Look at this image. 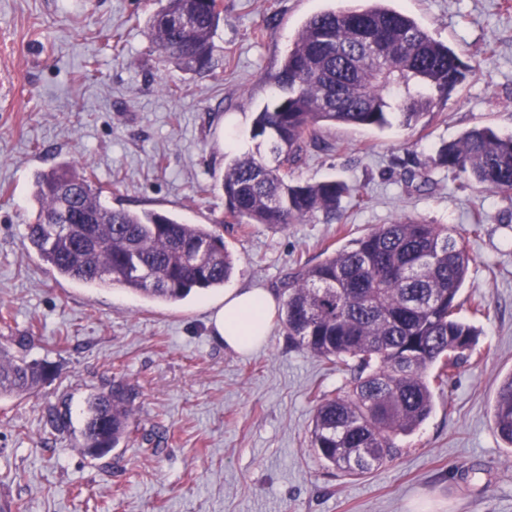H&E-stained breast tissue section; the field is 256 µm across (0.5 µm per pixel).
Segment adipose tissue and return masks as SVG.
I'll use <instances>...</instances> for the list:
<instances>
[{
  "label": "adipose tissue",
  "mask_w": 512,
  "mask_h": 512,
  "mask_svg": "<svg viewBox=\"0 0 512 512\" xmlns=\"http://www.w3.org/2000/svg\"><path fill=\"white\" fill-rule=\"evenodd\" d=\"M276 314V301L266 292L235 288L211 316L215 336L236 352L248 354L264 344Z\"/></svg>",
  "instance_id": "adipose-tissue-1"
}]
</instances>
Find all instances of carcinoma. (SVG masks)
Here are the masks:
<instances>
[{
  "mask_svg": "<svg viewBox=\"0 0 512 512\" xmlns=\"http://www.w3.org/2000/svg\"><path fill=\"white\" fill-rule=\"evenodd\" d=\"M222 0H166L149 20L161 57L200 72L212 60ZM473 67L388 0L320 11L299 28L268 81L275 99L256 112L252 138L267 154L232 158L224 172V217L185 224L155 211L105 206L74 163L35 175L38 205L26 239L48 269L91 286L118 284L164 302L221 288L235 264L219 229L263 224L285 229L319 212L336 214L361 188L333 179L294 178L307 146L327 124L383 129L417 125L464 84ZM466 187L512 194V135L474 127L430 157ZM54 217L66 224H53ZM472 258L461 236L437 224L400 218L350 241L288 281L280 320L296 348L336 364L356 361L346 389L316 399L310 448L349 475L379 469L430 416L438 383L472 351L478 331L458 316L457 297ZM47 365L0 345V399L45 382ZM135 390L114 381L87 399L81 448L101 456L129 438ZM494 429L512 448V373L500 383Z\"/></svg>",
  "mask_w": 512,
  "mask_h": 512,
  "instance_id": "1",
  "label": "carcinoma"
}]
</instances>
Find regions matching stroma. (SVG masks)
Instances as JSON below:
<instances>
[{"instance_id": "obj_1", "label": "stroma", "mask_w": 512, "mask_h": 512, "mask_svg": "<svg viewBox=\"0 0 512 512\" xmlns=\"http://www.w3.org/2000/svg\"><path fill=\"white\" fill-rule=\"evenodd\" d=\"M473 74L410 128L324 126L295 171L364 186L280 230L225 227L237 257L228 285L283 301L289 275L402 217L468 235L458 302L481 335L440 386L434 411L384 467L345 476L309 446L317 395L350 368L294 348L280 321L248 355L209 325L220 289L166 303L120 286L48 272L26 246L37 172L79 163L103 201L187 224L224 215V168L245 153L256 112L301 23L330 0H224L212 64L180 69L154 52L158 0H0V337L49 363L50 380L0 399V498L14 512H512V450L491 404L512 373V196L460 188L429 166L473 127L512 134V0H393ZM478 235L469 236L474 215ZM488 304L474 313L475 300ZM134 386L129 439L101 457L79 446L85 400L110 381Z\"/></svg>"}]
</instances>
